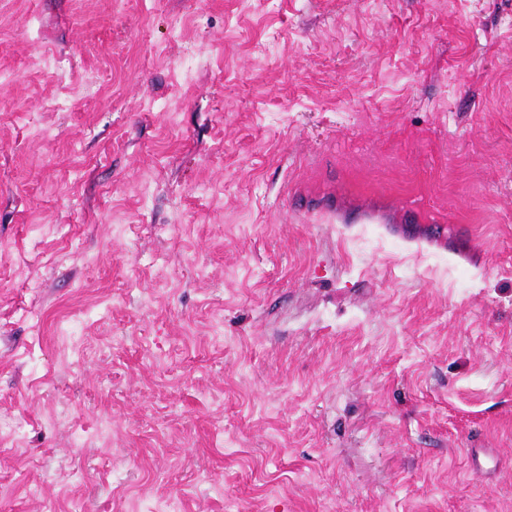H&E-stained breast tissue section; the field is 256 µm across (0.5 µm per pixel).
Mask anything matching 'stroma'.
Wrapping results in <instances>:
<instances>
[{"label": "stroma", "mask_w": 512, "mask_h": 512, "mask_svg": "<svg viewBox=\"0 0 512 512\" xmlns=\"http://www.w3.org/2000/svg\"><path fill=\"white\" fill-rule=\"evenodd\" d=\"M75 499L512 512V0H0V512Z\"/></svg>", "instance_id": "obj_1"}]
</instances>
